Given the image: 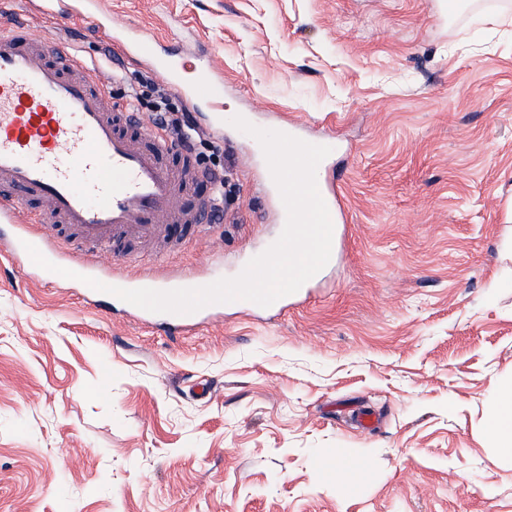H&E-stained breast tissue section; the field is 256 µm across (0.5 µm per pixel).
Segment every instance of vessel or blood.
<instances>
[{"instance_id":"vessel-or-blood-1","label":"vessel or blood","mask_w":512,"mask_h":512,"mask_svg":"<svg viewBox=\"0 0 512 512\" xmlns=\"http://www.w3.org/2000/svg\"><path fill=\"white\" fill-rule=\"evenodd\" d=\"M38 6L44 16L67 22L94 3L38 0ZM97 24L123 58L155 61L189 98L208 103L223 96L210 61H200L191 74L177 58L160 59L154 43L113 25L110 16L98 15ZM97 72L71 43L21 23L0 25V255L26 260L31 244L55 265L107 285L199 287V280L180 277L131 280L119 269L126 242L157 237L165 224L197 223L199 210L179 208L178 200L200 171L190 151L163 132L139 133V113L111 102ZM331 171L322 161L316 181L340 238L346 208ZM26 196L39 201L41 211L21 210Z\"/></svg>"}]
</instances>
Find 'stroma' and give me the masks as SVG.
I'll return each instance as SVG.
<instances>
[{"instance_id":"stroma-1","label":"stroma","mask_w":512,"mask_h":512,"mask_svg":"<svg viewBox=\"0 0 512 512\" xmlns=\"http://www.w3.org/2000/svg\"><path fill=\"white\" fill-rule=\"evenodd\" d=\"M13 3L87 61L112 58L106 36ZM99 9L213 55L228 120L335 136L348 231L287 312L226 305L175 336L0 256V512H512V457L482 429L512 383V0ZM147 71L132 59L97 82L127 105ZM222 146L223 218L170 256L130 244L123 273L214 278L274 234L261 146L229 123ZM339 448L369 481L317 467Z\"/></svg>"}]
</instances>
